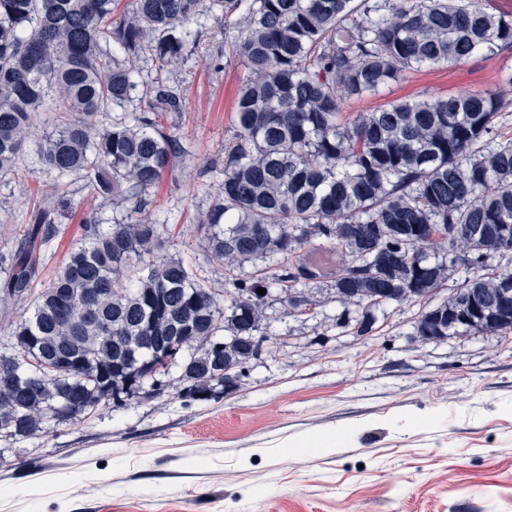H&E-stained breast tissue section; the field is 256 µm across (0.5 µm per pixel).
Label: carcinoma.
<instances>
[{
  "instance_id": "carcinoma-1",
  "label": "carcinoma",
  "mask_w": 512,
  "mask_h": 512,
  "mask_svg": "<svg viewBox=\"0 0 512 512\" xmlns=\"http://www.w3.org/2000/svg\"><path fill=\"white\" fill-rule=\"evenodd\" d=\"M0 0V175L28 148L59 176L78 173L96 196L130 204L110 224L83 219L47 288L32 292L52 243L64 197L33 203L18 248L0 253V303L23 315L10 324L14 353L0 354L19 382L0 394V428L30 437L54 418L84 410L55 405L64 395L109 400L152 360L120 367L137 336L194 347L181 368L188 397L241 376L258 330L266 278L235 281L224 306L193 264L162 248L146 195L190 152L161 118L183 109L173 69L199 43L206 18L224 16V52L245 68L225 146L224 182L197 232L213 256L288 254L321 239L342 254L336 297L354 305L420 299L439 286L428 248L448 235L451 263L470 269L512 249V134L499 95L461 93L397 101L340 122L350 98L375 95L410 69L512 49V14L479 0ZM167 72L144 80L142 63ZM51 129L31 128L49 101ZM117 116L103 125L99 117ZM304 273L274 282L297 308ZM479 293L474 331H512V276L457 289L419 316L416 336H455L453 321ZM231 326L237 340L212 345ZM63 351L79 359L62 373Z\"/></svg>"
}]
</instances>
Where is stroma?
Masks as SVG:
<instances>
[{
    "mask_svg": "<svg viewBox=\"0 0 512 512\" xmlns=\"http://www.w3.org/2000/svg\"><path fill=\"white\" fill-rule=\"evenodd\" d=\"M223 48L224 22L209 19L179 77L184 109L165 119L191 157L147 201L165 224V253L193 261L197 277L227 301L233 278L273 277L322 245L244 259L230 272L197 234L224 179L245 73ZM507 72L512 50L408 70L375 96L348 100L341 119L461 92L512 101V85L501 80ZM24 187L35 200L61 190L67 202L43 289L80 239L86 213L108 220L124 210L103 203L81 175L59 176L28 153L0 179V252L28 222ZM468 277L457 268L425 298L380 306L364 336L336 324L348 306L335 276L299 283L315 304L309 312L271 286L259 312L263 353L235 390L186 397L173 369L155 398L105 401L80 420L46 422L38 435L0 436V512H512V333L413 338L420 313ZM305 439L313 447H302ZM319 439L326 448L316 447Z\"/></svg>",
    "mask_w": 512,
    "mask_h": 512,
    "instance_id": "obj_1",
    "label": "stroma"
}]
</instances>
